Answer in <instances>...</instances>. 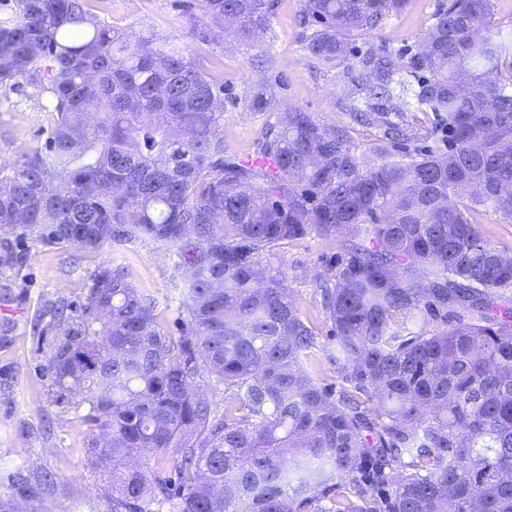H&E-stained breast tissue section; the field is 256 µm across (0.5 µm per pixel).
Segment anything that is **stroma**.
<instances>
[{"instance_id":"stroma-1","label":"stroma","mask_w":512,"mask_h":512,"mask_svg":"<svg viewBox=\"0 0 512 512\" xmlns=\"http://www.w3.org/2000/svg\"><path fill=\"white\" fill-rule=\"evenodd\" d=\"M276 2L269 26L249 44L227 35L208 41L188 37L187 0H94L92 13L130 35L152 27L184 39L190 57L223 74L224 146L230 154L258 152L271 116L253 108L252 99L265 83L275 86L279 107L311 113L320 124L344 131L365 169L443 148L446 137L436 131L434 115L409 106L390 115L410 128L407 140L354 122L343 76L321 69L303 48V0ZM448 3L405 0L400 13L376 31L352 36L350 46L360 55L370 49L415 52L432 14ZM50 124L51 115L32 88L1 89L0 163L39 150ZM17 247L26 256L23 270L0 268V493L11 492L23 476L40 484L42 512H109V471L96 465L88 450L93 432L71 406L53 403L39 371L48 346L34 326L35 316L60 299L83 301L90 274L112 263L123 266L133 285L153 299L162 327L176 332L181 293L176 256L149 240L76 250L45 244L31 233L19 238ZM338 251L335 241L309 236L290 243L278 260L259 257L260 264L281 271L298 307L317 325L319 348L308 370L317 383L336 388L341 380L329 358L333 342L319 276Z\"/></svg>"}]
</instances>
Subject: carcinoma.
<instances>
[{
    "label": "carcinoma",
    "mask_w": 512,
    "mask_h": 512,
    "mask_svg": "<svg viewBox=\"0 0 512 512\" xmlns=\"http://www.w3.org/2000/svg\"><path fill=\"white\" fill-rule=\"evenodd\" d=\"M90 0H13L0 17V86H30L53 115L45 147L0 164V268L8 235L98 250L149 239L175 249L185 316L174 336L119 266L84 301L49 306L43 366L54 402L87 408L112 476L111 512H512V256L472 223L512 218V28L490 0H450L405 58L348 36L404 0H304V49L344 69L355 117L387 119L412 92L447 147L364 170L335 130L277 111L258 155L224 150V83L176 39L128 40ZM275 0H194L190 34L257 37ZM417 78L405 88L403 76ZM253 107L273 110L264 84ZM314 234L344 252L322 305L345 387L317 384L316 348L279 274L257 258ZM443 319L434 331L407 321ZM230 396L219 415L196 384ZM169 455L148 478L137 457ZM40 512L23 481L0 496Z\"/></svg>",
    "instance_id": "carcinoma-1"
}]
</instances>
